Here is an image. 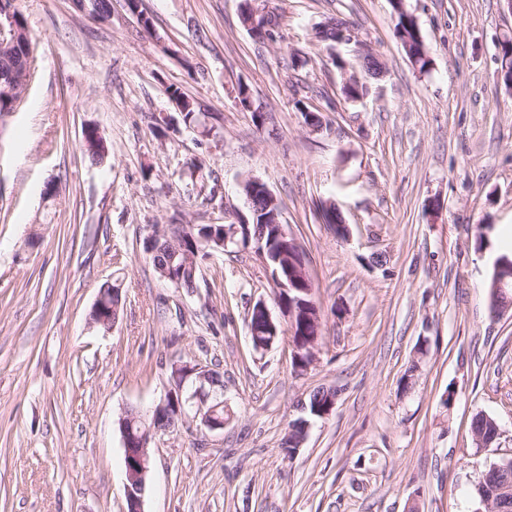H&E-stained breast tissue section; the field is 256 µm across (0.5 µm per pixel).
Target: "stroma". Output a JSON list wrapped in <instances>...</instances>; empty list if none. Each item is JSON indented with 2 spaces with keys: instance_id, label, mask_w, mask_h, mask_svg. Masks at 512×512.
Here are the masks:
<instances>
[{
  "instance_id": "obj_1",
  "label": "stroma",
  "mask_w": 512,
  "mask_h": 512,
  "mask_svg": "<svg viewBox=\"0 0 512 512\" xmlns=\"http://www.w3.org/2000/svg\"><path fill=\"white\" fill-rule=\"evenodd\" d=\"M255 4L281 14L275 41L242 26L241 0H110L103 19L74 0H15L35 69L0 117V512H126L118 419L184 364L223 374L233 417L157 434L143 512H476L479 479L512 458V311L491 314L485 290L512 256V90L497 78L512 8L406 0L433 61L422 73L389 0ZM336 18L354 42L319 40ZM367 52L383 73L346 100L335 61ZM241 83L263 123L238 106ZM175 88L198 125L182 123ZM88 124L107 140L98 164ZM249 178L308 261L324 337L303 372L287 341L252 348L253 305L282 316L254 248L212 254L190 291L146 251L153 225L247 213ZM113 280L123 306L105 331L90 313ZM331 386L335 410L288 453L298 401ZM480 412L502 428L493 446L473 440Z\"/></svg>"
}]
</instances>
